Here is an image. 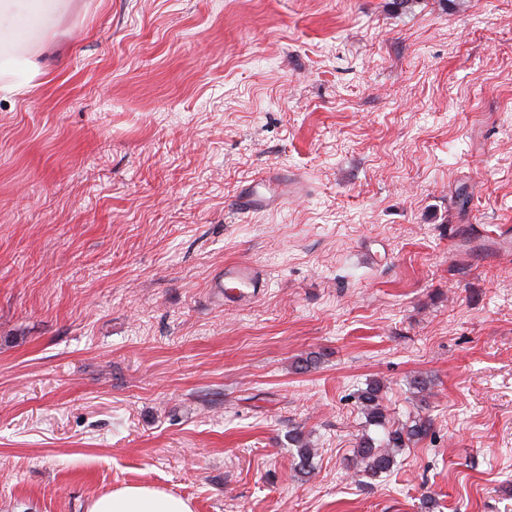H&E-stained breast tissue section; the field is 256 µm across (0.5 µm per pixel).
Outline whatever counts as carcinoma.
<instances>
[{"mask_svg":"<svg viewBox=\"0 0 512 512\" xmlns=\"http://www.w3.org/2000/svg\"><path fill=\"white\" fill-rule=\"evenodd\" d=\"M359 409L370 425L383 427L386 425L385 406L383 404V387L377 381L366 384V388L360 391L358 396ZM431 424L426 419H418L409 425L391 429L385 433L384 444L375 445L372 438L363 436L360 438L358 448L355 450L356 474L374 480L377 477L390 472L396 465L397 452L406 447L412 441H418L426 437ZM290 440L297 447V467L299 471L307 475L313 470L312 460L315 449L304 440L298 432L290 435Z\"/></svg>","mask_w":512,"mask_h":512,"instance_id":"1","label":"carcinoma"}]
</instances>
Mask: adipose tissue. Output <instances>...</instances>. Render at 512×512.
I'll list each match as a JSON object with an SVG mask.
<instances>
[{
    "label": "adipose tissue",
    "instance_id": "ef3b65f1",
    "mask_svg": "<svg viewBox=\"0 0 512 512\" xmlns=\"http://www.w3.org/2000/svg\"><path fill=\"white\" fill-rule=\"evenodd\" d=\"M33 0H0V80L7 90L27 89L39 67L35 62L16 61L4 54L8 38L23 34L33 12ZM87 512H192L186 500L146 485H127L94 498Z\"/></svg>",
    "mask_w": 512,
    "mask_h": 512
}]
</instances>
